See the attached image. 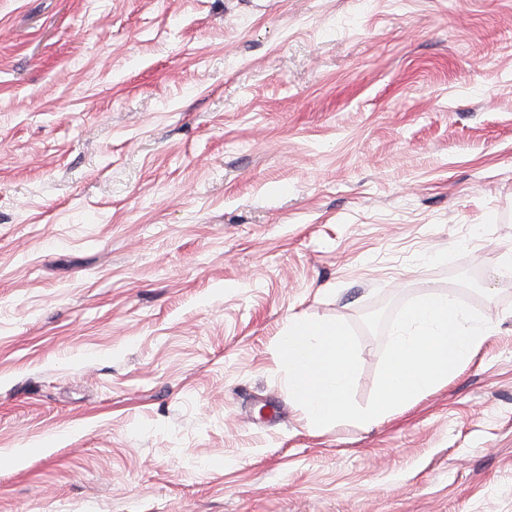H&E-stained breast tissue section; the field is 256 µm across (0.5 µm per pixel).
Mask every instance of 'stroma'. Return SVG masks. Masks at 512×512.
I'll return each instance as SVG.
<instances>
[{"label":"stroma","instance_id":"1","mask_svg":"<svg viewBox=\"0 0 512 512\" xmlns=\"http://www.w3.org/2000/svg\"><path fill=\"white\" fill-rule=\"evenodd\" d=\"M512 0H0V512H512ZM491 327L313 426L293 316Z\"/></svg>","mask_w":512,"mask_h":512}]
</instances>
